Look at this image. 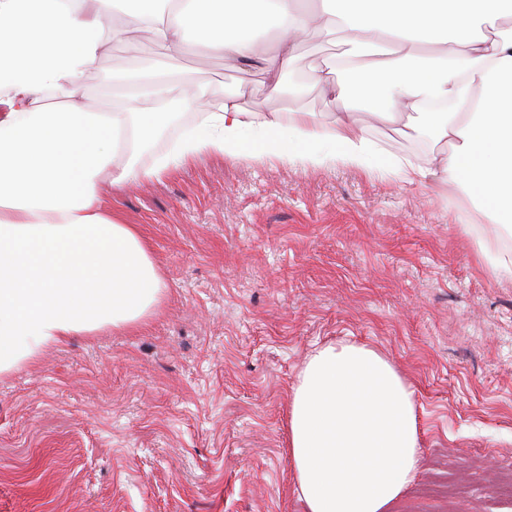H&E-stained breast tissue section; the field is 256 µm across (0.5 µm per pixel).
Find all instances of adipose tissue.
I'll return each mask as SVG.
<instances>
[{
	"mask_svg": "<svg viewBox=\"0 0 512 512\" xmlns=\"http://www.w3.org/2000/svg\"><path fill=\"white\" fill-rule=\"evenodd\" d=\"M0 0V375L76 335L125 331L154 314L168 286L136 225L101 192L161 182L201 157L277 160L424 183L444 168L512 244V0ZM318 24L349 45L335 98L406 112L416 140L451 154L387 155L364 128L314 113L289 119L211 100L181 72L132 64L95 90L110 37L144 31L159 56L198 48L242 60L265 41L289 47ZM397 63L359 66L384 48ZM288 456L306 512H387L415 478L414 391L372 348L331 341L297 374Z\"/></svg>",
	"mask_w": 512,
	"mask_h": 512,
	"instance_id": "obj_1",
	"label": "adipose tissue"
}]
</instances>
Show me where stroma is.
Here are the masks:
<instances>
[{
    "mask_svg": "<svg viewBox=\"0 0 512 512\" xmlns=\"http://www.w3.org/2000/svg\"><path fill=\"white\" fill-rule=\"evenodd\" d=\"M347 50L302 40L287 70L185 49L210 98L316 113L326 127ZM154 45L109 43L88 88ZM354 120L389 151H439L407 117ZM169 286L140 328L71 337L0 376V512H306L286 452L292 387L314 346L374 348L415 391L414 481L389 512H512V279L483 256L486 214L447 172L421 185L349 167L204 158L113 191Z\"/></svg>",
    "mask_w": 512,
    "mask_h": 512,
    "instance_id": "1",
    "label": "stroma"
}]
</instances>
